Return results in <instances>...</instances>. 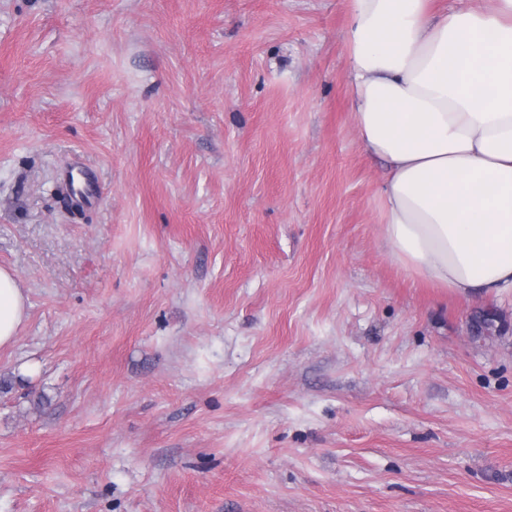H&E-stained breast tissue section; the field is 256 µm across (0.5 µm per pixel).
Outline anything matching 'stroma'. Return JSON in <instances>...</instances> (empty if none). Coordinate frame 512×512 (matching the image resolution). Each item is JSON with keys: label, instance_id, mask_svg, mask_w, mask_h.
Returning <instances> with one entry per match:
<instances>
[{"label": "stroma", "instance_id": "35a3bbf8", "mask_svg": "<svg viewBox=\"0 0 512 512\" xmlns=\"http://www.w3.org/2000/svg\"><path fill=\"white\" fill-rule=\"evenodd\" d=\"M349 21L0 0V512H512V295L391 259ZM76 162L64 176V185L68 194L72 197L71 189H82L94 195L99 184L95 170L84 165L80 159H76ZM28 316L27 297L15 275L0 268V348L13 345Z\"/></svg>", "mask_w": 512, "mask_h": 512}]
</instances>
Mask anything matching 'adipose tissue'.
<instances>
[{
	"mask_svg": "<svg viewBox=\"0 0 512 512\" xmlns=\"http://www.w3.org/2000/svg\"><path fill=\"white\" fill-rule=\"evenodd\" d=\"M349 2V110L392 259L458 296L512 292V0ZM27 316L0 268V348Z\"/></svg>",
	"mask_w": 512,
	"mask_h": 512,
	"instance_id": "ef3b65f1",
	"label": "adipose tissue"
}]
</instances>
